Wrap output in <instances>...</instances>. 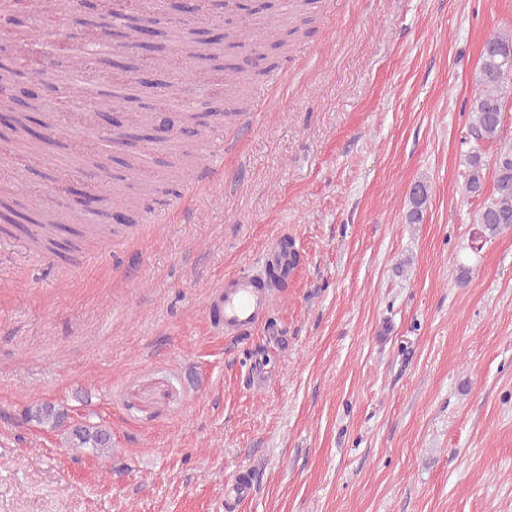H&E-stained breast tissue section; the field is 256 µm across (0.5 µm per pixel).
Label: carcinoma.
Wrapping results in <instances>:
<instances>
[{"label": "carcinoma", "mask_w": 512, "mask_h": 512, "mask_svg": "<svg viewBox=\"0 0 512 512\" xmlns=\"http://www.w3.org/2000/svg\"><path fill=\"white\" fill-rule=\"evenodd\" d=\"M307 0H300L294 13L288 17L280 14L269 16L271 35L277 37L275 46H289L288 38L298 34L306 20L302 6ZM53 4L51 11L33 9L32 0H0V13L6 17V30L0 31V56L8 60V65L0 67V113L7 114V120L0 125V143L16 157L39 154L44 145L52 142L56 134L57 116L44 109L42 97L29 95L22 100L15 94L19 75L35 77L46 90H59L67 84L71 71L60 69V63L46 61L36 67L29 64L32 49L29 44L21 45L13 37V29L27 28L43 35H53L61 22L69 21L77 26L75 34H68L59 43V56L68 58L78 37L99 39L112 46V49L89 57L91 64L99 68L103 65L127 71L131 66L124 61V55H141V60L149 62L150 71L165 73L169 68V58L153 57V43H145L147 38L163 36L176 53L185 61L190 71L224 72V98L208 106L203 112L181 113L179 137L176 143V164H186L190 173L202 167V144L208 119L221 116L230 120L246 111V85L250 83V73L243 67L221 64L224 49H247L259 53V46L253 43L251 34L240 21H230L217 35L210 34L205 25L192 21L188 26L161 25L155 17L147 19L139 13L126 15L112 13V0H44ZM512 76V37L494 34L484 42L481 64L476 75L477 91L469 104L471 114L468 128L469 140L474 142L469 157L470 172L465 189L470 194H481L486 164L483 161L481 146L498 139L503 125L501 108L502 88ZM98 117L110 119L113 112L127 113L126 129L113 133L112 143L121 149V156L92 155V164L98 169H106L117 164L133 176L134 183H126V177L119 175L112 183V196L104 193L93 200L102 221L86 224L84 229L76 225H65L59 216L68 213L79 215L88 205L85 194L68 189L66 196L57 201L56 206L46 207L19 196L12 188H0V233L10 236L12 229L23 231L28 242L39 249L61 258L63 253L72 251L76 244L65 235L82 237L83 233L96 230L115 232L108 222L112 210L131 211L148 196L168 192L161 182L140 175L146 168L145 155L139 150L143 142L152 143L156 123L143 106L139 88L130 84L115 91L110 98L97 99ZM494 192L477 215L482 237H493L504 229L512 227V147L500 150L493 158ZM411 210L408 220L416 224L422 220L423 206L427 201V188L417 182L409 193ZM25 418L40 425L58 429L68 419L67 410L48 401H36L25 410ZM67 439L74 448H88L97 455H105L112 450V433L104 425L74 424L68 428Z\"/></svg>", "instance_id": "obj_1"}]
</instances>
